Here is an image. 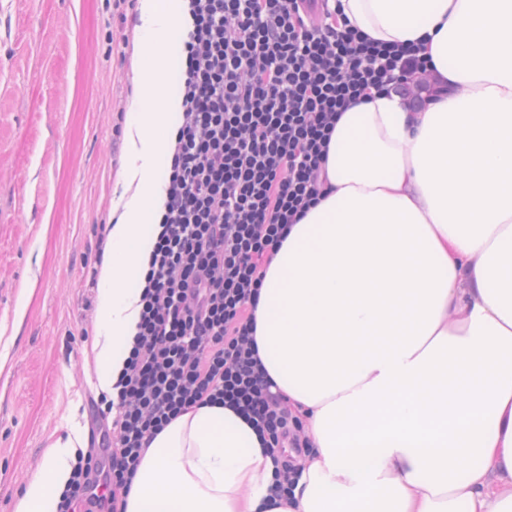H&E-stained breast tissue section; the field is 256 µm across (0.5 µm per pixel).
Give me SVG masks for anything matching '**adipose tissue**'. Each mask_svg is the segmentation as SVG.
Listing matches in <instances>:
<instances>
[{
    "mask_svg": "<svg viewBox=\"0 0 512 512\" xmlns=\"http://www.w3.org/2000/svg\"><path fill=\"white\" fill-rule=\"evenodd\" d=\"M380 43L419 46L434 92L352 102L325 188L288 227L254 306L259 372L304 426L287 500L257 430L188 409L145 443L123 512H512V0H336ZM132 159L99 267L91 353L101 391L124 365L176 130L166 42L180 0H141ZM82 434L56 440L14 502L44 512Z\"/></svg>",
    "mask_w": 512,
    "mask_h": 512,
    "instance_id": "adipose-tissue-1",
    "label": "adipose tissue"
}]
</instances>
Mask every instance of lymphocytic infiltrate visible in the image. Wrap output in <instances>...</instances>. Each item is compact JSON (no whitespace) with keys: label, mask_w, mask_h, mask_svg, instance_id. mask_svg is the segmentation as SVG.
<instances>
[{"label":"lymphocytic infiltrate","mask_w":512,"mask_h":512,"mask_svg":"<svg viewBox=\"0 0 512 512\" xmlns=\"http://www.w3.org/2000/svg\"><path fill=\"white\" fill-rule=\"evenodd\" d=\"M180 122L139 321L116 386L89 405L54 512H119L148 442L187 409L236 406L279 449L280 494L300 422L256 370L251 305L271 254L321 192L343 109L426 71L371 41L329 0H183Z\"/></svg>","instance_id":"lymphocytic-infiltrate-1"}]
</instances>
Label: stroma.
<instances>
[{"mask_svg": "<svg viewBox=\"0 0 512 512\" xmlns=\"http://www.w3.org/2000/svg\"><path fill=\"white\" fill-rule=\"evenodd\" d=\"M113 0H0V512L72 430L88 432L97 378L95 225L108 223L129 163L122 118L144 21ZM36 288L23 318L20 286Z\"/></svg>", "mask_w": 512, "mask_h": 512, "instance_id": "obj_1", "label": "stroma"}]
</instances>
